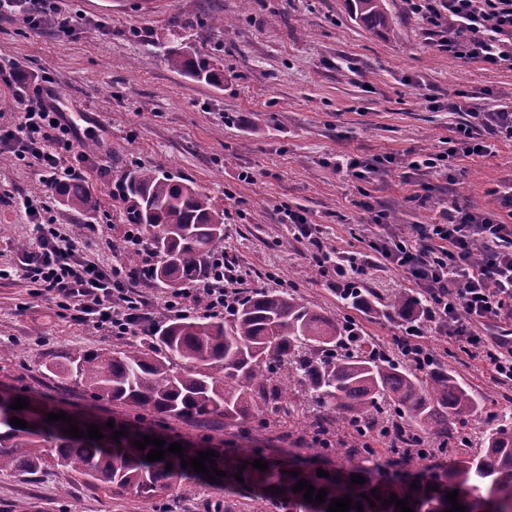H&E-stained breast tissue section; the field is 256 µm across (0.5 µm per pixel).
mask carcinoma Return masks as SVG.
Listing matches in <instances>:
<instances>
[{"mask_svg": "<svg viewBox=\"0 0 512 512\" xmlns=\"http://www.w3.org/2000/svg\"><path fill=\"white\" fill-rule=\"evenodd\" d=\"M350 10L358 23L389 28L384 0H350ZM169 63L184 74L220 81L202 57L173 51ZM127 191L126 221L141 225L161 256L154 279L168 287L191 284L204 257L224 239V214L207 195L156 169L133 172ZM60 195L72 210L93 206L80 183L62 185ZM425 306L424 299L399 292L377 298L374 312L411 325ZM51 367L99 400L152 418L221 417L247 440L248 423L257 414L274 415L259 420V427L268 429L281 425V412L301 413L304 429L298 439L312 450L308 456L269 460L259 449L240 445L236 454L222 451L214 458V467L226 472V490L239 485L235 475L242 465L252 473L242 475L247 487L263 489L273 477L283 482L288 497L278 505L288 512H328L332 499L346 495L352 498L350 512H358L360 504L363 512H398L396 504H382L393 493L409 499L414 512H437L439 501L454 490L465 512H484L487 502L496 512H512V414L498 409V399L477 400L438 360L419 371L393 359L360 335L351 320L319 313L288 290H250L222 321L176 319L160 325L143 344L69 353ZM13 401L12 395L0 398V471L33 474L51 457L78 477H92L88 486L96 490L139 495H156L198 477L172 452L146 461L153 446L140 451L132 441L154 436L152 428L100 422L103 439L73 438L64 432L69 424L49 423L45 415L37 430L17 428L10 419H27L28 409L9 408ZM482 413L485 428L476 437L468 426ZM119 430L127 435L115 441L112 435ZM376 444L383 445L386 464L371 468ZM342 451L356 465L328 467ZM438 454L451 461L411 469L414 458ZM255 459L268 461V470L252 467ZM319 468L329 476H317ZM357 474L365 483H352ZM302 478L328 491L325 502L309 503L304 492H293ZM373 489L381 498L372 507L367 498Z\"/></svg>", "mask_w": 512, "mask_h": 512, "instance_id": "1", "label": "carcinoma"}]
</instances>
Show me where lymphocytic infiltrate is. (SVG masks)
<instances>
[{
  "mask_svg": "<svg viewBox=\"0 0 512 512\" xmlns=\"http://www.w3.org/2000/svg\"><path fill=\"white\" fill-rule=\"evenodd\" d=\"M411 13L422 18L436 47L464 63H482L512 70V0H407ZM0 81L14 86L24 113L15 128L0 130V146L16 158H34L47 176L59 163L58 146L76 134L73 121L51 101L42 86H28L16 64L0 65ZM448 109L462 113L444 151L410 161V170L453 169L462 156L488 151L489 139L512 141V104L485 108L473 96L453 94ZM498 198L505 216L476 213L449 203L439 220L412 225L408 234L377 233L368 241L381 264L404 271L408 282L424 291L427 316L437 321L448 343L466 355L482 358L495 378L512 382V181ZM37 253L25 264L26 276L58 305L75 310L80 320L115 336L151 335L156 319L150 304L136 291L150 282L155 255L138 225L124 234L127 250L141 255L134 268L124 264L102 269L80 257L67 234L56 224L37 227ZM245 276L212 250L195 283L170 293L164 304L168 318L200 310L205 316L231 313L242 297ZM506 323L501 335L490 336L487 325Z\"/></svg>",
  "mask_w": 512,
  "mask_h": 512,
  "instance_id": "f902f5d3",
  "label": "lymphocytic infiltrate"
}]
</instances>
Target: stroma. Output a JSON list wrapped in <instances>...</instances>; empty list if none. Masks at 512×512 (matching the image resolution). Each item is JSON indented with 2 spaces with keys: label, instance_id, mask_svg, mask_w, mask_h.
Listing matches in <instances>:
<instances>
[{
  "label": "stroma",
  "instance_id": "35a3bbf8",
  "mask_svg": "<svg viewBox=\"0 0 512 512\" xmlns=\"http://www.w3.org/2000/svg\"><path fill=\"white\" fill-rule=\"evenodd\" d=\"M77 23L60 38L53 24L33 29L21 15H0V61L39 80L79 134L63 151L64 171L46 182L34 160L0 147V389L95 420L139 424L138 410L93 398L50 365L80 350L108 349L115 337L76 320L50 295L38 294L20 263L36 252L26 200L61 225L84 258L108 268L125 222L126 176L152 168L207 195L224 213L225 252L247 287L284 284L325 315L350 313L361 334L393 349L404 324L349 309L334 271L313 265L324 249L367 252L373 212L398 213L401 227L437 218L449 201L474 212L499 211L491 195L512 175V142L490 154L458 159L454 173L405 175L412 155L443 151L456 123L446 109L456 92L512 99V70L464 64L437 50L405 0H387L390 30L352 19L347 0H59ZM206 58L224 73L220 85L174 71L170 50ZM392 156V171L358 182L336 158ZM82 181L94 209L74 211L58 186ZM431 186L420 194L419 183ZM303 214L313 239L295 237L286 210ZM449 370L476 396L512 405V383L495 381L478 358L447 350L436 324L423 327ZM161 432L237 442L216 419L169 420ZM0 512H276L241 488L194 482L190 492L106 494L49 464L32 476L0 472Z\"/></svg>",
  "mask_w": 512,
  "mask_h": 512
}]
</instances>
